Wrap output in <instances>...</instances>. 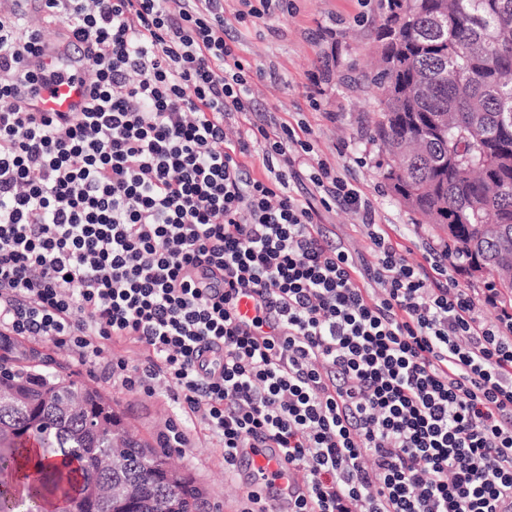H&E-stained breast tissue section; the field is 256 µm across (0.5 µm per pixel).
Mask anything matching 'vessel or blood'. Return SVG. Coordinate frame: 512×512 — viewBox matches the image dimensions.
<instances>
[{
    "label": "vessel or blood",
    "instance_id": "1",
    "mask_svg": "<svg viewBox=\"0 0 512 512\" xmlns=\"http://www.w3.org/2000/svg\"><path fill=\"white\" fill-rule=\"evenodd\" d=\"M40 65L52 75L49 84L32 82L27 70L16 71L12 78L13 94L18 105L29 112H80L88 103V90L82 67L75 55L53 45L45 47ZM252 487L261 489L274 483L276 504L285 508L288 495V471L272 448H248L239 457Z\"/></svg>",
    "mask_w": 512,
    "mask_h": 512
}]
</instances>
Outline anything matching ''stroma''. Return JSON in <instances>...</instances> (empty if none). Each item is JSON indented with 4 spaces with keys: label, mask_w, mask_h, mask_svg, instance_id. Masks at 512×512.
I'll return each instance as SVG.
<instances>
[{
    "label": "stroma",
    "mask_w": 512,
    "mask_h": 512,
    "mask_svg": "<svg viewBox=\"0 0 512 512\" xmlns=\"http://www.w3.org/2000/svg\"><path fill=\"white\" fill-rule=\"evenodd\" d=\"M386 0H293L288 13H274L259 23L236 21L240 0H224V17L238 38L240 56L274 72L259 84V109H273L279 121L302 124L310 131L315 152L337 172L360 185L373 201L379 223L398 242L409 261L422 254L417 244L445 243L442 230L418 223L380 177L381 147L372 138L376 101L369 89L378 45L372 36ZM319 84H312L311 75ZM324 222L338 243L367 253L369 241L358 216L345 209L325 213ZM64 362L75 379L91 384L112 401L114 410L134 433L147 441L180 418L165 384L154 393L130 390L101 366ZM191 444L172 451L173 462L207 490L205 512H239L245 492L241 474L224 470V450L200 423L189 425Z\"/></svg>",
    "instance_id": "1"
}]
</instances>
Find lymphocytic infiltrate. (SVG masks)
Here are the masks:
<instances>
[{
    "label": "lymphocytic infiltrate",
    "mask_w": 512,
    "mask_h": 512,
    "mask_svg": "<svg viewBox=\"0 0 512 512\" xmlns=\"http://www.w3.org/2000/svg\"><path fill=\"white\" fill-rule=\"evenodd\" d=\"M22 2L0 0V346L168 385L225 470L279 450L288 512H512V300L462 288L434 243L409 262L294 127L227 140L264 71L224 0H43L83 51L82 112L14 102L47 44ZM331 203L360 215L368 256L327 233Z\"/></svg>",
    "instance_id": "obj_1"
}]
</instances>
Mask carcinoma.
Masks as SVG:
<instances>
[{"label":"carcinoma","instance_id":"carcinoma-1","mask_svg":"<svg viewBox=\"0 0 512 512\" xmlns=\"http://www.w3.org/2000/svg\"><path fill=\"white\" fill-rule=\"evenodd\" d=\"M385 40L372 81L373 139L390 190L427 224L448 234L467 268L498 278L512 297V0H387ZM63 365L25 350L0 354V469L19 467L28 445L42 471L25 503L0 479V512H122L117 485L139 490L136 512H203L205 489L189 474H165L169 449L134 436L102 392L70 379Z\"/></svg>","mask_w":512,"mask_h":512}]
</instances>
